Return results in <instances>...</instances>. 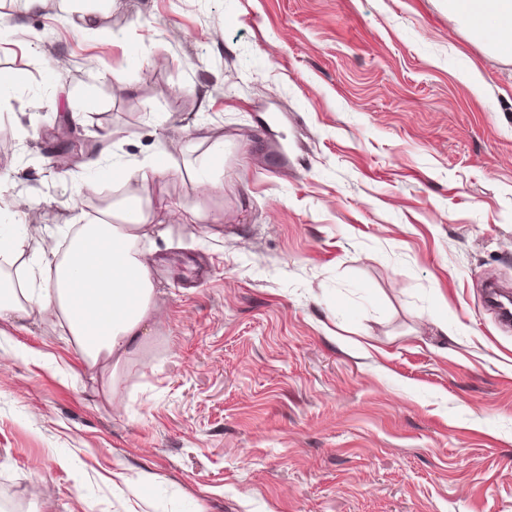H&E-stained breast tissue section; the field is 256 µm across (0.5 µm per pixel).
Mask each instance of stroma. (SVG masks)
Wrapping results in <instances>:
<instances>
[{"label": "stroma", "mask_w": 512, "mask_h": 512, "mask_svg": "<svg viewBox=\"0 0 512 512\" xmlns=\"http://www.w3.org/2000/svg\"><path fill=\"white\" fill-rule=\"evenodd\" d=\"M84 9L99 31L74 25ZM104 133L115 163L159 144L176 163L142 187L162 323L108 394L56 324L0 326V495L30 512H512V325L483 301L512 289V58L491 36L443 0L5 12L0 214L27 253L115 198L120 176L85 167ZM15 197L32 204L13 214Z\"/></svg>", "instance_id": "stroma-1"}]
</instances>
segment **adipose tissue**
Segmentation results:
<instances>
[{
	"mask_svg": "<svg viewBox=\"0 0 512 512\" xmlns=\"http://www.w3.org/2000/svg\"><path fill=\"white\" fill-rule=\"evenodd\" d=\"M445 2L473 36L493 34L497 51L512 55V0ZM157 217L151 200L127 194L113 203L110 218L64 225L70 242L63 252L29 256L21 236L0 235V254L25 258L28 271L21 289L0 271V323L36 316L59 322L88 366L118 367L159 321L151 265L138 249Z\"/></svg>",
	"mask_w": 512,
	"mask_h": 512,
	"instance_id": "1",
	"label": "adipose tissue"
}]
</instances>
